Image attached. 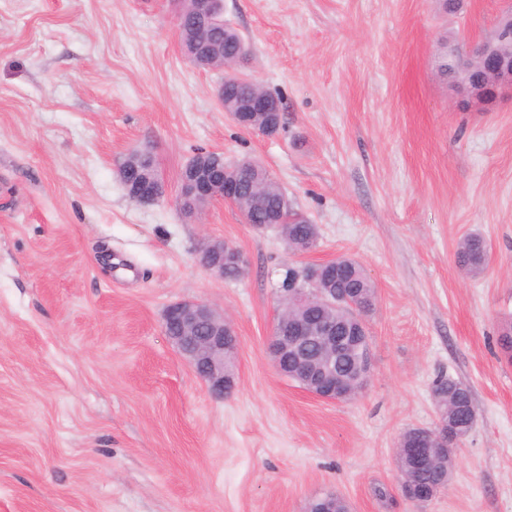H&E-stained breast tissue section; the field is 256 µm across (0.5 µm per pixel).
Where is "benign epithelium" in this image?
Here are the masks:
<instances>
[{
	"label": "benign epithelium",
	"mask_w": 512,
	"mask_h": 512,
	"mask_svg": "<svg viewBox=\"0 0 512 512\" xmlns=\"http://www.w3.org/2000/svg\"><path fill=\"white\" fill-rule=\"evenodd\" d=\"M176 26L181 49L189 61L202 67L223 55L216 34L224 25V0H192L191 15L198 17L194 26L183 25L185 17L182 0H177ZM512 34V7L503 11L498 19L495 36L460 52L459 80L454 88L465 100L482 105L496 98L504 89L512 90V53L502 50L503 42ZM247 112H280L281 103L271 94L255 91L247 102ZM164 194L161 179L143 176L131 190L130 197L140 204L158 202ZM237 182L226 181L211 170L210 162L202 157L181 172L178 207L195 215L210 201L220 198L234 203ZM233 262L241 271L247 266L242 251L228 242L207 241L197 251L201 267L224 276V261ZM290 270L289 288L280 289L284 299H291L307 310L324 305L338 306L349 311V323L354 329V340L336 336V323L325 320L312 323L306 318L294 317L290 309L281 307L276 322L278 330L271 333L268 342L274 364H279L283 353L312 343L321 344L318 357L298 359L296 379L310 394L325 401H342L347 397L348 378L336 372V358L355 353L354 377L368 379L372 373V352L368 339L363 337L365 317L361 307L347 293L328 295L312 289L314 267L285 263ZM163 330L170 342L190 362L197 376L205 383L209 393L222 398L230 396L236 383L224 382V350L228 342H237L232 323L224 314L202 301H182L169 305L163 315ZM457 439L437 434L427 447L412 451L413 461L419 468L443 469L448 461V449L456 446Z\"/></svg>",
	"instance_id": "1"
}]
</instances>
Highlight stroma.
<instances>
[{
    "label": "stroma",
    "instance_id": "stroma-1",
    "mask_svg": "<svg viewBox=\"0 0 512 512\" xmlns=\"http://www.w3.org/2000/svg\"><path fill=\"white\" fill-rule=\"evenodd\" d=\"M507 0H224L249 46L240 75L279 98L268 137L215 97L224 72L183 55L174 0H0V512H512V93L468 109L439 72L489 38ZM153 153L167 193L131 200L118 166ZM261 162L317 224L305 260H358L377 289L373 374L327 402L267 349L290 254L224 200L178 208L198 152ZM480 232L487 270L459 240ZM249 265L227 281L202 242ZM203 300L234 322L237 389L213 399L161 328ZM476 425L448 485L399 488L400 435L431 427L439 374ZM488 245L479 234H467L458 245L456 261L458 266L467 274L480 275L486 267ZM224 259L233 262L241 272L248 262L242 251L228 242L207 241L197 251V261L201 267L226 280L238 279L241 276L239 270L225 263Z\"/></svg>",
    "mask_w": 512,
    "mask_h": 512
}]
</instances>
